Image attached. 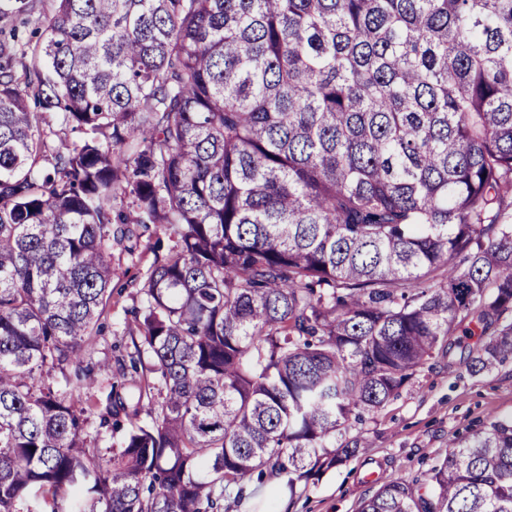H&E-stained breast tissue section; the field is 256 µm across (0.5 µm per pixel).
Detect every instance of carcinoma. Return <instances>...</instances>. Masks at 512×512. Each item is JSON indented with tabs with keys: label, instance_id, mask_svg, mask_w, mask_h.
Returning a JSON list of instances; mask_svg holds the SVG:
<instances>
[{
	"label": "carcinoma",
	"instance_id": "obj_1",
	"mask_svg": "<svg viewBox=\"0 0 512 512\" xmlns=\"http://www.w3.org/2000/svg\"><path fill=\"white\" fill-rule=\"evenodd\" d=\"M19 65L0 512H224L268 470L292 494L451 337L473 375L512 353V0H54ZM153 225L118 388L85 348L112 244ZM376 484L357 512H512V418Z\"/></svg>",
	"mask_w": 512,
	"mask_h": 512
}]
</instances>
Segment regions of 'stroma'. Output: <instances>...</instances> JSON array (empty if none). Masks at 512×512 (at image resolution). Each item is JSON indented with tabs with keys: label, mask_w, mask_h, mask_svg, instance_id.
Here are the masks:
<instances>
[{
	"label": "stroma",
	"mask_w": 512,
	"mask_h": 512,
	"mask_svg": "<svg viewBox=\"0 0 512 512\" xmlns=\"http://www.w3.org/2000/svg\"><path fill=\"white\" fill-rule=\"evenodd\" d=\"M0 0V43L14 49L35 44L37 31L49 17L53 0ZM155 252L148 238L112 248V299L109 327L92 347L94 361L114 367L133 350L127 313L141 306V284ZM459 348L436 355L417 374L412 387L377 415L364 416L352 433L362 434L367 448L357 457L326 472L318 481L298 483L295 492L276 484H251L243 498L232 500L230 512H356L371 494L377 478L406 479L425 472L445 455L449 439L484 431L493 418L512 416V354L491 372L474 376L460 366Z\"/></svg>",
	"instance_id": "stroma-1"
}]
</instances>
